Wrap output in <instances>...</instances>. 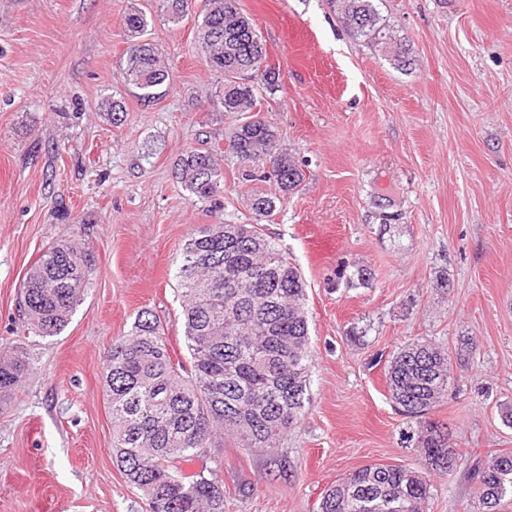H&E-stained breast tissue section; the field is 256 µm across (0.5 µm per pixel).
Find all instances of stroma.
Segmentation results:
<instances>
[{"instance_id": "stroma-1", "label": "stroma", "mask_w": 512, "mask_h": 512, "mask_svg": "<svg viewBox=\"0 0 512 512\" xmlns=\"http://www.w3.org/2000/svg\"><path fill=\"white\" fill-rule=\"evenodd\" d=\"M279 72L263 117L303 172L288 194L243 180L228 149L239 122L215 104L224 78L198 51V17L160 0H0V347L30 370L0 410V512H148L112 464L102 356L148 309L186 358L174 277L185 239L216 221L260 223L300 269L313 362L309 401L279 448L225 440L224 512H317L322 493L368 463L417 466L387 385L391 360L428 340L455 352L430 413L460 453L431 479V512H483L473 471L512 454V0H379L409 45L401 70L354 39L329 0H238ZM170 73L146 103L125 87L124 20ZM122 100L113 122L104 99ZM219 147L221 214L172 176L185 152ZM275 196L256 218L251 204ZM75 241L94 263L60 335L28 333L20 288L42 251Z\"/></svg>"}]
</instances>
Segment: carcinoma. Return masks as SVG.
Wrapping results in <instances>:
<instances>
[{
	"instance_id": "carcinoma-1",
	"label": "carcinoma",
	"mask_w": 512,
	"mask_h": 512,
	"mask_svg": "<svg viewBox=\"0 0 512 512\" xmlns=\"http://www.w3.org/2000/svg\"><path fill=\"white\" fill-rule=\"evenodd\" d=\"M198 24L205 62L224 76L218 105L249 112L229 150L244 163L272 160L268 179L292 190L302 172L278 151L274 131L258 117L259 89L278 85L279 73L260 66L264 47L238 0H206ZM348 31L393 58L412 65L408 49L381 21L376 0H336ZM168 18L185 17L187 0H162ZM131 41L122 68L124 84L151 101L169 78L153 44L143 39L146 14L125 19ZM174 178L199 201L218 196L224 175L217 150L185 153ZM207 224L185 240L175 272L189 357L171 355L160 319L140 312L124 336L103 356V379L112 415V463L128 486L145 497L149 512H224V486L214 470L186 473L181 463L202 448H277L304 414L313 352L305 310V281L298 268L256 224ZM93 257L68 240L48 247L29 269L20 297L27 329L58 335L83 300ZM19 346L0 348V409L15 395L29 370ZM451 356L426 341L402 348L391 361L390 398L409 419L422 468L368 464L345 475L322 495L318 512H430V476L457 466L459 452L448 427L429 412L448 396ZM476 494L485 512H498L512 495V454L482 467Z\"/></svg>"
}]
</instances>
